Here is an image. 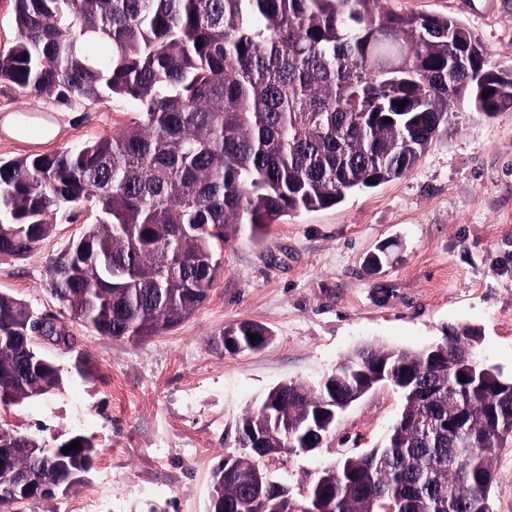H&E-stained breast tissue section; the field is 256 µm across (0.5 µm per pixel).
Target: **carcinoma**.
<instances>
[{
  "instance_id": "carcinoma-1",
  "label": "carcinoma",
  "mask_w": 512,
  "mask_h": 512,
  "mask_svg": "<svg viewBox=\"0 0 512 512\" xmlns=\"http://www.w3.org/2000/svg\"><path fill=\"white\" fill-rule=\"evenodd\" d=\"M13 2L16 39L0 52V83L59 103L108 94L139 108L118 134L0 160V257L33 252L66 214L93 218L48 260L46 285L99 336L141 342L187 320L223 271L217 249L230 235L406 175L456 100L487 116L512 111V73L489 68L468 27L382 0ZM450 35L471 46L475 73L448 71ZM59 323L0 293V404L61 389L64 369L34 339L73 350ZM478 335L463 326L421 350L361 347L316 388L274 387L264 396L271 415L256 406L239 419L246 453L232 472L213 470L209 510L383 512L394 502L398 512H493L492 463L512 441V390L500 370L471 366ZM271 339L269 327L242 321L213 345L239 353ZM380 369L403 380L405 398L383 444L315 478L303 500L275 492L253 436L264 434L276 456L319 447L334 420L321 415L307 438L316 407L357 396ZM95 454L79 431L50 447L0 428V512L68 496Z\"/></svg>"
}]
</instances>
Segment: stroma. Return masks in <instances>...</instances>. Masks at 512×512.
<instances>
[{"mask_svg": "<svg viewBox=\"0 0 512 512\" xmlns=\"http://www.w3.org/2000/svg\"><path fill=\"white\" fill-rule=\"evenodd\" d=\"M400 13L442 15L470 28L489 65L512 73V0H389ZM139 117L121 97L63 106L58 132L0 133V159L49 153L120 132ZM86 216L58 220L23 259L0 258V291L33 310L58 311L45 284L50 257L86 231ZM387 246L388 261L367 258ZM224 270L207 301L182 324L133 343L67 328L75 349L43 344L64 368L87 360L39 401L0 406V428L54 441L79 430L98 455L66 498L22 512H206L211 473L234 450L239 416L272 387L316 386L344 356L374 345L418 350L450 329L478 328L481 363L512 375V112L489 118L454 109L448 128L406 176L300 212L222 246ZM255 321L274 338L263 350H216L224 327ZM401 392L378 385L336 420L320 448L272 464L301 496L319 471L378 447L400 417Z\"/></svg>", "mask_w": 512, "mask_h": 512, "instance_id": "1", "label": "stroma"}]
</instances>
